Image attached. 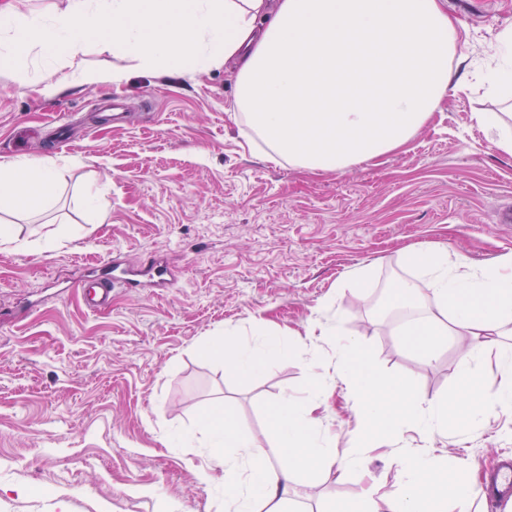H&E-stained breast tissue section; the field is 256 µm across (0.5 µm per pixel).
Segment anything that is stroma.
Wrapping results in <instances>:
<instances>
[{"mask_svg": "<svg viewBox=\"0 0 512 512\" xmlns=\"http://www.w3.org/2000/svg\"><path fill=\"white\" fill-rule=\"evenodd\" d=\"M459 51L480 68L501 65L499 36L512 30V0H446ZM70 63L31 53L27 71L0 73V159L48 153L50 127L64 125L69 168L38 215L16 216L14 232L34 242L47 232L63 247L0 250V512H224V498L199 473L212 448H169L163 437L194 430L224 410L250 431L266 460L280 451L267 430L281 396L328 392L324 424L337 456L358 447L360 418L334 375L336 350L312 338L314 321L336 314L344 332L392 380L426 398L454 393L473 364L494 384L499 358L476 361L471 338L442 340L424 361L400 342L404 328L389 284L407 273L400 252L438 244L449 258L483 266L512 252V157L476 123L499 112L475 77L451 92L432 121L378 163L311 174L265 162L231 112L234 83L221 69L173 76L136 70L117 83L41 87ZM97 193L103 219L83 211ZM139 270L161 260L174 288L120 291L91 312L74 284L104 260ZM367 267L365 287L351 271ZM269 328L299 334L288 360L241 378L202 347L225 330L254 339ZM318 358L317 380L305 362ZM430 447L465 459L474 480L512 460V408L469 430L441 429L430 443L412 436L368 449L346 478L326 471L301 482L294 512H332L393 473L403 448Z\"/></svg>", "mask_w": 512, "mask_h": 512, "instance_id": "obj_1", "label": "stroma"}]
</instances>
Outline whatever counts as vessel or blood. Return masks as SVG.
Listing matches in <instances>:
<instances>
[{
  "label": "vessel or blood",
  "instance_id": "vessel-or-blood-1",
  "mask_svg": "<svg viewBox=\"0 0 512 512\" xmlns=\"http://www.w3.org/2000/svg\"><path fill=\"white\" fill-rule=\"evenodd\" d=\"M174 272L157 264L149 271L128 270L120 264L103 263L94 282L81 283L84 305L93 311L106 308L112 303V293L119 288L132 290L143 286L164 289L171 287ZM487 503L500 505L512 501V463L501 466L491 478L477 489Z\"/></svg>",
  "mask_w": 512,
  "mask_h": 512
}]
</instances>
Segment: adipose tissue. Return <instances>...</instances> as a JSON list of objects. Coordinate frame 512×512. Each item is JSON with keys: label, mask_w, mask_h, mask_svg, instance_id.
Wrapping results in <instances>:
<instances>
[{"label": "adipose tissue", "mask_w": 512, "mask_h": 512, "mask_svg": "<svg viewBox=\"0 0 512 512\" xmlns=\"http://www.w3.org/2000/svg\"><path fill=\"white\" fill-rule=\"evenodd\" d=\"M5 18L11 35L1 69H26L36 48L77 62L90 42L121 65L108 73L77 63L69 75L74 84L117 81L128 69L227 68L236 87L233 107L267 145L264 160L330 173L376 163L430 123L456 79L460 44L445 0H72L50 18L24 12ZM67 166L57 154L1 159L0 204L34 209L52 195ZM401 256L414 276L396 285L398 300L409 309L434 306L411 323L409 342L433 358L435 324L445 319L470 336V359L488 346L502 348L496 388L466 367L450 399L424 403L410 383L382 376L359 338L336 323L321 324V335L335 340L336 375L362 415L359 447L337 456L320 414L323 390L284 396L272 412L269 427L284 450L276 465L259 460L251 433L223 414L206 415L199 428L219 451L214 465L224 473L225 512H288L305 476L333 469L347 477L375 440L412 431L426 441L447 423L466 428L512 406V354L504 350L512 324V252L478 271L465 256L449 260L441 246L410 247ZM293 336L267 331L254 342L229 330L202 354L251 377L270 360L288 359ZM394 480L400 494L369 492L341 501L335 512H468L474 495L465 460L412 449L400 454Z\"/></svg>", "instance_id": "ef3b65f1"}]
</instances>
